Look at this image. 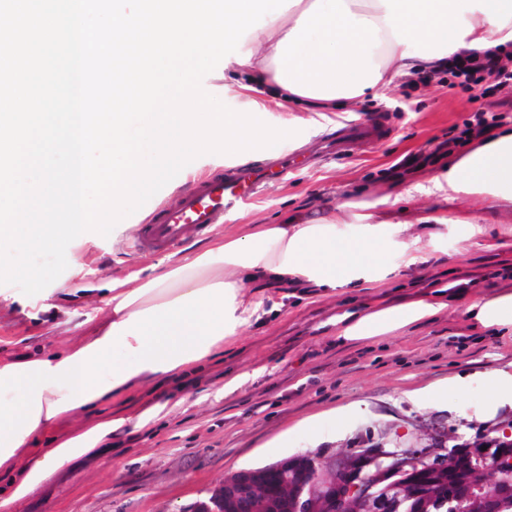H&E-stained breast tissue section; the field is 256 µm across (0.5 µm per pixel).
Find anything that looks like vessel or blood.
<instances>
[{"label": "vessel or blood", "instance_id": "1", "mask_svg": "<svg viewBox=\"0 0 512 512\" xmlns=\"http://www.w3.org/2000/svg\"><path fill=\"white\" fill-rule=\"evenodd\" d=\"M387 132V126L377 116L341 120L325 134V147L339 151L353 143L372 146L380 143ZM310 165L306 153L291 151L265 163H244L229 172L206 177L175 206L161 211L152 223L142 225L133 247L137 252L151 254L175 250L209 233L222 224L226 216L241 210L262 191L281 184L290 174Z\"/></svg>", "mask_w": 512, "mask_h": 512}]
</instances>
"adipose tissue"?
I'll use <instances>...</instances> for the list:
<instances>
[{"mask_svg":"<svg viewBox=\"0 0 512 512\" xmlns=\"http://www.w3.org/2000/svg\"><path fill=\"white\" fill-rule=\"evenodd\" d=\"M252 48L233 65L244 91L307 108L345 107L395 74L431 69L448 55L512 42V0H299L252 33ZM448 200L479 197L512 204V130L449 159L430 179ZM358 233L338 235L336 215L316 222L253 224L220 235L176 262H158L147 277L113 279L105 317L89 337L51 354L0 359V512L22 500L73 459L93 454L125 425L98 415L80 429L63 423L105 400L201 370L249 326L263 307L259 290L306 283L325 291L360 283L379 287L397 268L424 260L421 238L395 244L392 224L357 216ZM400 262H387L390 250ZM445 292L374 310H346L334 323L338 343L404 333L452 308ZM464 313L475 328H512V292L472 295ZM54 432L49 448L34 447Z\"/></svg>","mask_w":512,"mask_h":512,"instance_id":"ef3b65f1","label":"adipose tissue"}]
</instances>
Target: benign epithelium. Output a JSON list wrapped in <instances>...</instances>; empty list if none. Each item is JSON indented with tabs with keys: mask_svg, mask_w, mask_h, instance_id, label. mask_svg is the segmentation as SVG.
Segmentation results:
<instances>
[{
	"mask_svg": "<svg viewBox=\"0 0 512 512\" xmlns=\"http://www.w3.org/2000/svg\"><path fill=\"white\" fill-rule=\"evenodd\" d=\"M483 474L489 481L479 480ZM502 512L512 502V453L480 443L447 448H369L330 456L294 455L240 470L183 512Z\"/></svg>",
	"mask_w": 512,
	"mask_h": 512,
	"instance_id": "obj_1",
	"label": "benign epithelium"
}]
</instances>
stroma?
Listing matches in <instances>:
<instances>
[{
  "mask_svg": "<svg viewBox=\"0 0 512 512\" xmlns=\"http://www.w3.org/2000/svg\"><path fill=\"white\" fill-rule=\"evenodd\" d=\"M233 71L216 67L202 84L237 112L259 111L273 128L291 126L282 147L315 145L325 125L344 117L389 115L392 132L382 143L292 174L286 183L230 216L220 232L238 233L247 224H277L284 218L339 212L346 235H354L357 208L372 205L378 219L406 224L423 237L422 268L404 269L383 287H355L327 294L313 288H264L259 319L242 329L199 373L152 385L127 400L97 404L96 412L140 413L171 400L172 414L143 428L125 426L97 454L76 458L58 470L18 507V512H182L224 481L250 467L286 458L267 440L308 415L356 405L355 413L327 424L318 435L295 438L299 454L327 456L388 441L424 447L440 439L447 447L496 437L512 422V407L492 420L481 415L487 395L483 377L512 372V332L473 330L459 309L411 332L356 345L337 342L332 322L345 308H380L432 295L437 283L460 282L472 290H512V246L502 230L512 227V206L486 207L465 194L438 202L430 176L448 163L389 175L406 156L425 153L430 140H445L476 107L512 108V87L472 102L432 82L404 92L403 76L371 90L352 105L304 111L301 105L266 98L254 105L238 94ZM195 185L177 174L141 208L122 218L108 236L89 233L79 242L80 269L66 270L40 293L28 296L0 284V358L60 351L85 337L105 313L103 291L112 278L149 271L157 255L135 252L142 224L174 205ZM242 385L225 393L231 376ZM465 376V394L447 405L414 406L407 390L449 376Z\"/></svg>",
  "mask_w": 512,
  "mask_h": 512,
  "instance_id": "stroma-1",
  "label": "stroma"
}]
</instances>
